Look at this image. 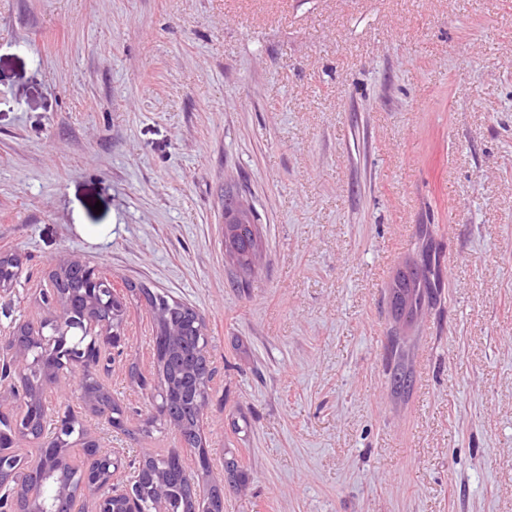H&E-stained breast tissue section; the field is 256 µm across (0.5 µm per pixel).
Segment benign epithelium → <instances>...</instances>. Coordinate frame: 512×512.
<instances>
[{"instance_id":"benign-epithelium-1","label":"benign epithelium","mask_w":512,"mask_h":512,"mask_svg":"<svg viewBox=\"0 0 512 512\" xmlns=\"http://www.w3.org/2000/svg\"><path fill=\"white\" fill-rule=\"evenodd\" d=\"M82 306L73 308L63 294L39 295L42 316L36 323L28 319L15 323L8 334L0 337V364L10 365V375L0 374V402L12 407L0 409V421L14 435L15 447L31 445V435L40 430L31 409L43 402L48 392H73L85 412L115 422L112 393L96 391L98 374L110 371L108 353L123 351L124 326H95L97 303L108 298L125 314L122 296L96 288L99 279L87 273ZM40 368L46 374L44 384L33 388L28 374ZM76 418L70 407L58 412V423L52 439L42 443V454L32 461L20 452H0V512H56L40 489L52 485L53 498L69 499L79 504L90 497L95 512H139L140 484L133 478L144 466L145 458L125 464L121 459L99 450L94 433L83 428L76 448L83 451L77 475H70L73 457L69 444L70 431ZM194 491L192 512H223L210 495L201 494L200 482L209 477L210 469H185Z\"/></svg>"}]
</instances>
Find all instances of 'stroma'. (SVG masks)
<instances>
[{"label":"stroma","instance_id":"stroma-1","mask_svg":"<svg viewBox=\"0 0 512 512\" xmlns=\"http://www.w3.org/2000/svg\"><path fill=\"white\" fill-rule=\"evenodd\" d=\"M229 183L264 244L244 290ZM423 224L448 288L397 394L386 291ZM0 253L34 273L0 334L67 256L203 315L224 512H512V0H0ZM125 334L100 379L145 416L142 296Z\"/></svg>","mask_w":512,"mask_h":512}]
</instances>
